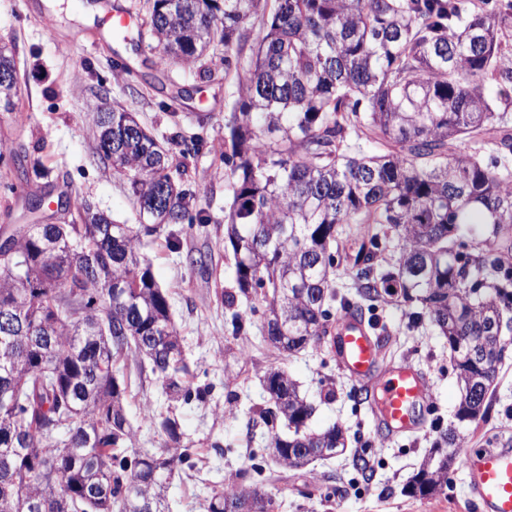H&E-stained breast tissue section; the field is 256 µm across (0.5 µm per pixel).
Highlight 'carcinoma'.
Returning a JSON list of instances; mask_svg holds the SVG:
<instances>
[{"mask_svg":"<svg viewBox=\"0 0 512 512\" xmlns=\"http://www.w3.org/2000/svg\"><path fill=\"white\" fill-rule=\"evenodd\" d=\"M143 25L161 59L224 67L238 96L224 118L225 239L234 336L260 313L264 341L288 356L319 345L332 310H372L398 296L448 339L461 391L455 413L488 412L512 320V172L453 150L474 141L512 152V0H147ZM262 24L241 63L245 25ZM224 55L217 56L218 47ZM19 83L0 84L3 111ZM95 155L127 181L136 223L82 202L69 224H24L0 258V512H166L164 489L195 451L179 421L153 418L159 452L132 448L120 364L150 367L167 398L205 399L144 250L178 248L173 226L194 198L155 135L120 109L97 113ZM365 224L352 284L337 281L345 225ZM397 257L381 265V237ZM257 418L271 446L213 491L207 512H272L275 464L301 469L346 450L334 424L281 368L262 379ZM281 422L288 433L274 431ZM462 438L440 431L404 486L448 488Z\"/></svg>","mask_w":512,"mask_h":512,"instance_id":"1","label":"carcinoma"}]
</instances>
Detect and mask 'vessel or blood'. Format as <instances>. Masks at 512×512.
Segmentation results:
<instances>
[{"label": "vessel or blood", "instance_id": "vessel-or-blood-1", "mask_svg": "<svg viewBox=\"0 0 512 512\" xmlns=\"http://www.w3.org/2000/svg\"><path fill=\"white\" fill-rule=\"evenodd\" d=\"M377 342L351 312L337 316L333 347L338 365L365 392L379 437L420 432L433 405L427 378L409 362L382 366ZM465 470L477 512H512V448L484 449L468 459Z\"/></svg>", "mask_w": 512, "mask_h": 512}]
</instances>
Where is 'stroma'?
<instances>
[{"mask_svg": "<svg viewBox=\"0 0 512 512\" xmlns=\"http://www.w3.org/2000/svg\"><path fill=\"white\" fill-rule=\"evenodd\" d=\"M88 0H0V45L11 49L21 93L13 111H0V145L17 159L0 164V228L26 221L32 196L45 199L43 221L57 224L67 213L58 199L76 204L90 200L118 222H131L136 202L126 182L94 156L92 127L99 107H119L158 136L174 162L185 169L181 181L196 194V208L209 224L183 228L180 247L148 252L151 272L168 292L171 316L199 385L208 387L206 402L168 400L152 374L131 372L128 418L134 447L158 451L164 441L151 421L157 414L178 417L185 441L201 448L195 466L181 468L166 492L169 512H206L214 488L249 468L250 452L266 447L270 436L252 421L251 410L263 402L260 378L271 366L284 368L315 403L310 425H342L350 450L363 448L373 463L368 480L353 477L348 454L317 461L300 471L283 472L277 482L273 512H473L465 473L455 467L446 494L413 497L402 488L422 457L433 448L440 429L456 425L467 453L512 445V332L498 369L495 393L485 418L456 423L460 389L450 364L447 340L428 319L413 320L411 307L381 305L374 315L385 339L381 352L388 363L411 362L428 377L435 404L425 430L402 441L377 439L366 404L358 402L356 385L338 368L329 343L286 357L269 350L260 316H253L249 335H232L224 317L222 288L231 287L234 267L224 248V211L230 199L224 188V115L236 89L224 82L223 69L203 81L193 69L164 63L150 36L130 30L113 37L100 32L89 45L85 31L98 29L97 12ZM52 13L55 30L36 20ZM203 137L197 154L182 156L183 138ZM43 163L45 178L31 177L19 186L17 168ZM336 386V398L320 400L322 383Z\"/></svg>", "mask_w": 512, "mask_h": 512, "instance_id": "obj_1", "label": "stroma"}]
</instances>
